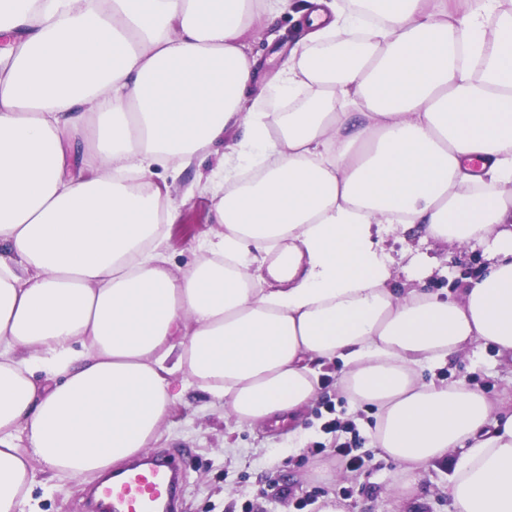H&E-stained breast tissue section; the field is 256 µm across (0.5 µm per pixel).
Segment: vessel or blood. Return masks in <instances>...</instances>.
Here are the masks:
<instances>
[{"instance_id": "obj_1", "label": "vessel or blood", "mask_w": 512, "mask_h": 512, "mask_svg": "<svg viewBox=\"0 0 512 512\" xmlns=\"http://www.w3.org/2000/svg\"><path fill=\"white\" fill-rule=\"evenodd\" d=\"M176 468L153 459L109 476L95 487L97 512H161L176 490Z\"/></svg>"}]
</instances>
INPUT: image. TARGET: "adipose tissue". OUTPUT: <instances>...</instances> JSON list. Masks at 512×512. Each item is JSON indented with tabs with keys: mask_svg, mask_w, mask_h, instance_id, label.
Returning <instances> with one entry per match:
<instances>
[{
	"mask_svg": "<svg viewBox=\"0 0 512 512\" xmlns=\"http://www.w3.org/2000/svg\"><path fill=\"white\" fill-rule=\"evenodd\" d=\"M286 11L309 96L273 137L245 37ZM228 129L218 229L174 270L157 170ZM415 228L486 272L397 285L381 240ZM476 343L512 358V0H0V512L146 453L186 385L299 420L337 359L400 495L460 448L454 512H512V412L421 378Z\"/></svg>",
	"mask_w": 512,
	"mask_h": 512,
	"instance_id": "1",
	"label": "adipose tissue"
}]
</instances>
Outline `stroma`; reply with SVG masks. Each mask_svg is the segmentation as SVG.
<instances>
[{"label":"stroma","mask_w":512,"mask_h":512,"mask_svg":"<svg viewBox=\"0 0 512 512\" xmlns=\"http://www.w3.org/2000/svg\"><path fill=\"white\" fill-rule=\"evenodd\" d=\"M302 33L287 13L262 17L247 39V53L255 61L252 103L266 113L270 130H277L287 104L280 99L274 53L288 55L300 46ZM170 196L182 207L164 236L163 252L173 268L182 269L200 254L212 234L209 222L212 189L199 181L196 170L169 176ZM190 202H183L186 190ZM386 250L395 259L398 283L408 282L412 260L426 255L439 260L421 287L457 294L467 279L478 276L485 260L481 247L449 252L421 235L398 240L388 237ZM341 362L324 367L318 396L299 422L300 433L289 440L287 427L261 430L225 421L222 406L211 397L188 390L170 409L162 435L153 451L173 455L183 469L181 512H319L320 501L333 494L348 512H453L448 498V478L455 461L446 459L428 468L416 483L410 499L394 495L397 467L372 444L375 408L351 409L337 386ZM424 381H462L477 385L496 410H512V362L500 358L489 345L474 346L468 356L454 358L423 370ZM340 421L344 433H329L327 426ZM353 440L364 463L350 469L336 452L337 440Z\"/></svg>","instance_id":"1"}]
</instances>
